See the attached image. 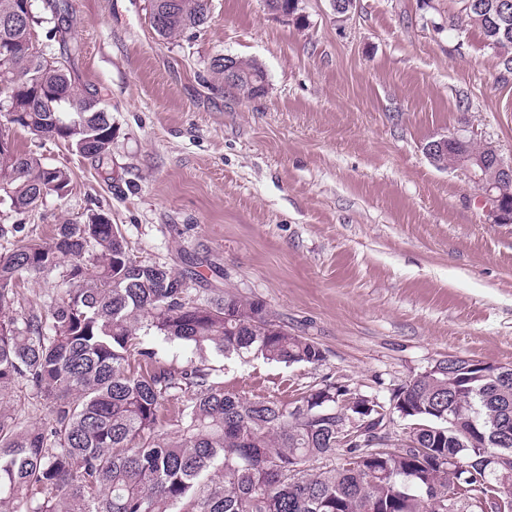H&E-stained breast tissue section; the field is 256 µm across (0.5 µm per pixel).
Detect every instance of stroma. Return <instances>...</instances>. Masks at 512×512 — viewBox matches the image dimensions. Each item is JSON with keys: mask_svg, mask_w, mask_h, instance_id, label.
Listing matches in <instances>:
<instances>
[{"mask_svg": "<svg viewBox=\"0 0 512 512\" xmlns=\"http://www.w3.org/2000/svg\"><path fill=\"white\" fill-rule=\"evenodd\" d=\"M302 0L304 24L261 0H209L174 38L149 0H70L76 91L100 92L112 152L83 157L14 128L22 151L65 168L68 194L0 225L50 238L90 213L137 260L193 271L205 288L264 301L324 359L286 367L210 357L228 393L290 400L333 382L388 402L451 355L512 365V224H492L460 169L422 147L473 131L512 160V75L479 31L448 28V0ZM259 63L264 96L226 89L215 59ZM59 278L26 275L17 316L46 309Z\"/></svg>", "mask_w": 512, "mask_h": 512, "instance_id": "stroma-1", "label": "stroma"}]
</instances>
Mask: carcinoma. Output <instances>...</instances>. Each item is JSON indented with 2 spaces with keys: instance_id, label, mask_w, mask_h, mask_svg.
<instances>
[{
  "instance_id": "cac0c4a2",
  "label": "carcinoma",
  "mask_w": 512,
  "mask_h": 512,
  "mask_svg": "<svg viewBox=\"0 0 512 512\" xmlns=\"http://www.w3.org/2000/svg\"><path fill=\"white\" fill-rule=\"evenodd\" d=\"M38 1L57 18L47 38L62 44L58 55L31 41L43 23ZM207 2L151 0V19L162 18L154 30L171 38L203 25ZM295 2L264 0L299 24ZM482 2L448 0V28L474 27L489 45ZM70 10L69 0H0V138L16 127L100 161L112 149V115L97 90L72 87L79 46ZM493 50L511 74L512 36ZM238 65L235 90L264 95V69ZM70 181L67 169L33 153H0V191L18 214L65 196ZM30 273L55 275L66 288L19 319L15 284ZM147 336L189 346L200 361L161 365ZM207 352L288 366L324 359L262 300L205 298L185 271L132 258L121 229L99 213L0 255V512H447L450 497L455 512L499 510L505 486L482 461L512 454V373L421 372L392 395L419 425L411 446L376 448L360 435L340 448L337 399L348 389L327 383L289 402L226 393ZM23 386L49 411L47 424H25L4 407ZM347 413L373 428L391 415L374 398Z\"/></svg>"
}]
</instances>
